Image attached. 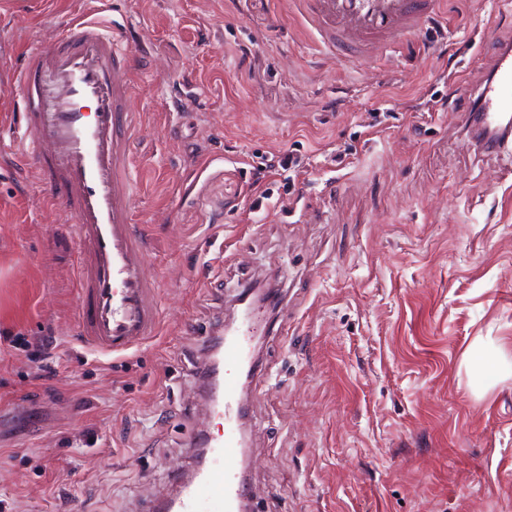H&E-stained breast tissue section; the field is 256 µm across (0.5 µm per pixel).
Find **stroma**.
<instances>
[{
  "mask_svg": "<svg viewBox=\"0 0 512 512\" xmlns=\"http://www.w3.org/2000/svg\"><path fill=\"white\" fill-rule=\"evenodd\" d=\"M85 4L0 0V128L20 54ZM112 16L149 54L135 223L159 331L82 346L66 216L0 151V512H156L223 430L197 372L262 280L279 302L235 461L252 512H512V153L475 145L453 92L512 41V0H442L367 59L325 52L295 0Z\"/></svg>",
  "mask_w": 512,
  "mask_h": 512,
  "instance_id": "obj_1",
  "label": "stroma"
}]
</instances>
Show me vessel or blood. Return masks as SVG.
I'll return each instance as SVG.
<instances>
[{"instance_id":"b4317fda","label":"vessel or blood","mask_w":512,"mask_h":512,"mask_svg":"<svg viewBox=\"0 0 512 512\" xmlns=\"http://www.w3.org/2000/svg\"><path fill=\"white\" fill-rule=\"evenodd\" d=\"M319 43L363 57L412 34L440 0H301ZM124 31L106 19L81 15L61 27L55 42L30 49L18 74V129L24 164L48 187L52 204L69 218L80 251L78 334L90 351L121 355L158 327L154 284L144 274L147 250L134 230L133 139L138 114L130 106L137 63ZM487 127L512 115V45L495 51L477 89ZM257 313H247L224 343L210 408L224 432L208 443L207 462L183 487L171 512H236L243 488L229 460L236 434L238 370L248 359Z\"/></svg>"}]
</instances>
